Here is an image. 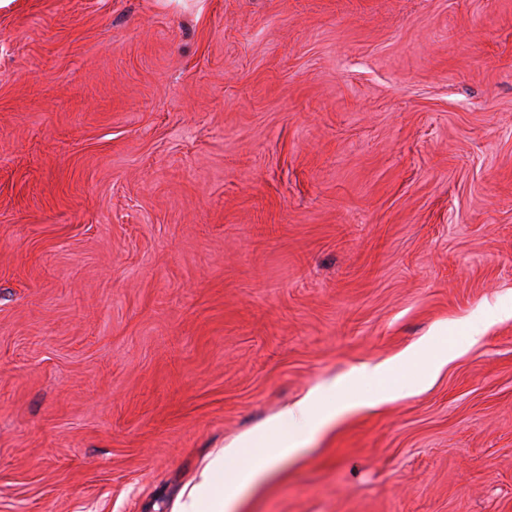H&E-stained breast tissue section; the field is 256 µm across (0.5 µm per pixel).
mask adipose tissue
I'll list each match as a JSON object with an SVG mask.
<instances>
[{"label": "adipose tissue", "instance_id": "adipose-tissue-1", "mask_svg": "<svg viewBox=\"0 0 512 512\" xmlns=\"http://www.w3.org/2000/svg\"><path fill=\"white\" fill-rule=\"evenodd\" d=\"M335 384L311 390L286 407L264 429L245 437L233 448L221 450L179 505L178 512H233L240 494L270 473L279 463L298 454L313 437L341 415L360 407L359 399L333 401ZM223 470V484L212 474Z\"/></svg>", "mask_w": 512, "mask_h": 512}]
</instances>
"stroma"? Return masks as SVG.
I'll use <instances>...</instances> for the list:
<instances>
[{
    "label": "stroma",
    "instance_id": "35a3bbf8",
    "mask_svg": "<svg viewBox=\"0 0 512 512\" xmlns=\"http://www.w3.org/2000/svg\"><path fill=\"white\" fill-rule=\"evenodd\" d=\"M422 340L235 512H512V0L0 7V512H173ZM392 368V362L385 361L373 366L362 365L352 370L350 375L343 381L345 385L357 386L370 380L381 379Z\"/></svg>",
    "mask_w": 512,
    "mask_h": 512
}]
</instances>
